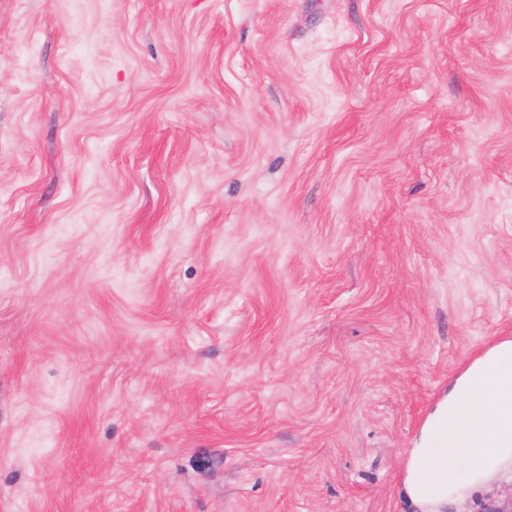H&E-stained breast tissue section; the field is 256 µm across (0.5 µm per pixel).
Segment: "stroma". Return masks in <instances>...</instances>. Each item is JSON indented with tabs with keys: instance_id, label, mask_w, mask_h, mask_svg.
Here are the masks:
<instances>
[{
	"instance_id": "1",
	"label": "stroma",
	"mask_w": 512,
	"mask_h": 512,
	"mask_svg": "<svg viewBox=\"0 0 512 512\" xmlns=\"http://www.w3.org/2000/svg\"><path fill=\"white\" fill-rule=\"evenodd\" d=\"M512 336V0H0V512H410Z\"/></svg>"
}]
</instances>
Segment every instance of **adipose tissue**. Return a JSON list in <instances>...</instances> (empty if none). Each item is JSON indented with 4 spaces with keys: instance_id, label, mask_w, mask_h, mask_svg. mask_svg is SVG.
<instances>
[{
    "instance_id": "ef3b65f1",
    "label": "adipose tissue",
    "mask_w": 512,
    "mask_h": 512,
    "mask_svg": "<svg viewBox=\"0 0 512 512\" xmlns=\"http://www.w3.org/2000/svg\"><path fill=\"white\" fill-rule=\"evenodd\" d=\"M512 475V337L448 386L409 451L402 491L413 512H446Z\"/></svg>"
}]
</instances>
